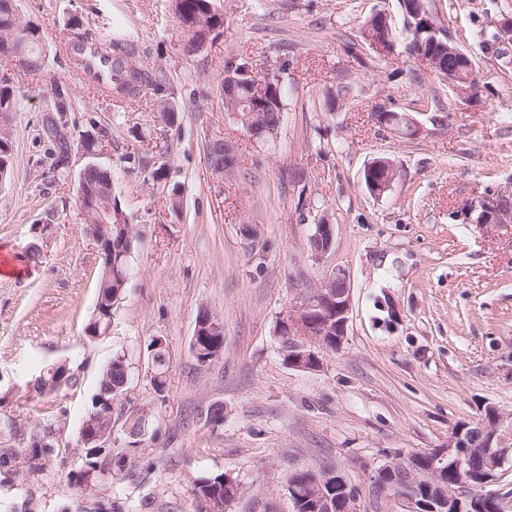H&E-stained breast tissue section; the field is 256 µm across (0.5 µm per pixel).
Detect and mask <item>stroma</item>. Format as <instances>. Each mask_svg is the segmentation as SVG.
<instances>
[{"mask_svg": "<svg viewBox=\"0 0 512 512\" xmlns=\"http://www.w3.org/2000/svg\"><path fill=\"white\" fill-rule=\"evenodd\" d=\"M224 17L203 49L184 54L170 0H17L42 28L40 80L0 61L27 100L0 119L11 131V173L0 182V419L31 429L53 423L54 464L28 486L0 468V512H83L71 486L77 438L99 374L125 352L130 386L112 413V446L127 448L126 418L154 407L133 457L101 492L104 512H201L200 478L230 473L243 492L228 512H295L289 473L332 465L358 494L359 512H405L374 500L383 465L445 447L460 422L485 406L512 413V224H481L478 205L512 190V64L483 52L478 30L512 17V0H430L439 26L475 62L474 86L451 89L397 37L380 55L362 44L363 22L382 11L402 27L398 0H213ZM136 45L163 68L180 103L176 124L147 89L125 105L82 85L66 52L71 17ZM255 75L279 73L286 112L273 139L251 140L224 112L227 60ZM75 103L69 126L96 119L109 132L100 163L112 194L142 230L124 298L106 333L90 338L101 260L85 232L76 183L86 159L72 152L55 171L41 119L53 84ZM411 112L417 139L378 122L379 108ZM224 138L241 161L237 179L210 169L208 140ZM164 150L171 211L135 160ZM394 159L396 179L371 196L364 167ZM331 221L329 251L312 254L316 224ZM350 278L351 310L338 351L314 370L289 366L276 328L300 291L332 269ZM223 325L224 355L199 363L191 349L201 310ZM166 345L163 392L146 350ZM67 364L79 383L36 396L44 367ZM224 407L223 422L210 418Z\"/></svg>", "mask_w": 512, "mask_h": 512, "instance_id": "1", "label": "stroma"}]
</instances>
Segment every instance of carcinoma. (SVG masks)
<instances>
[{
  "label": "carcinoma",
  "instance_id": "obj_1",
  "mask_svg": "<svg viewBox=\"0 0 512 512\" xmlns=\"http://www.w3.org/2000/svg\"><path fill=\"white\" fill-rule=\"evenodd\" d=\"M175 4L174 14L183 34L182 50L187 54H195L203 48V30L211 31L224 23V19L214 12L212 0H171ZM8 41L27 63L26 73L36 76L44 71L46 53L41 44L40 26L33 21L23 18L17 12L16 0H0V42ZM94 57L103 63L112 83V94L117 99H131L139 96L146 88L156 93L163 92L167 75L161 68L149 70L138 58L134 44L123 40L105 39L94 50ZM236 79L232 97L224 101V111L237 115L236 123L259 118L260 113L269 112L274 108L277 112H285V89L278 73L271 72L260 78L248 74V65L244 61H230L225 64L224 78L221 85H226L230 79ZM156 111L162 119L171 124L177 112V102L171 98H158L155 103ZM23 109V96L14 92L9 86L0 85V117L9 112H19ZM62 111H73L70 101H65ZM60 111V112H62ZM60 112L54 111L47 115L43 131L47 138L53 140L54 167L64 169L68 165L70 145L63 131L65 126L59 125ZM109 184V176L100 173L84 185H77V193L83 200L101 193L104 186ZM112 237L119 241L125 240L124 250L112 256V277L100 276L95 304L96 320L88 326L92 330L109 321L112 311L124 299L127 288L128 265L133 244L137 238V225H132L129 231H120L112 227ZM198 323L203 325L196 343L199 344L197 360L202 364H210L224 354V337L218 328L220 322L216 315L205 310L200 313ZM154 342H149L155 372L153 387L155 392L164 390L165 349H153ZM59 371L47 369L35 380L34 391L42 396L55 393L63 387H73L77 384L75 373H67L64 384H59ZM130 380L129 364L126 355L117 353L112 362L102 370L98 381V393L92 403V409L87 413L83 425L87 429L108 430L112 428V406L120 404L128 388ZM152 417V408L144 406L132 412L127 417L128 432L131 435H141L147 421ZM57 454V442L51 428H34L27 434V447L0 448V465H11L15 480L23 485L28 479L44 471ZM81 465L70 474V481L78 488L84 483L107 484L112 479V469L123 470L130 455L115 458L106 454H98L94 449L81 448ZM482 461L475 459L471 462V472L448 471V485L461 488V484L474 482ZM331 470L323 466L316 470L292 473L287 476V483L311 484L315 478L323 477L324 472ZM196 495L212 506V512H226L228 505L237 501L242 494V484L238 477L231 473H221L204 478L196 484Z\"/></svg>",
  "mask_w": 512,
  "mask_h": 512
}]
</instances>
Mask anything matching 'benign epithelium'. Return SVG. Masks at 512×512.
Returning <instances> with one entry per match:
<instances>
[{"label": "benign epithelium", "mask_w": 512, "mask_h": 512, "mask_svg": "<svg viewBox=\"0 0 512 512\" xmlns=\"http://www.w3.org/2000/svg\"><path fill=\"white\" fill-rule=\"evenodd\" d=\"M282 121L283 118L276 115L268 123H248L245 130L252 139H261L273 134ZM383 165L389 171L386 181L379 186L369 182L370 191L375 197L391 188L395 173L394 162L380 158L366 166V173L370 174ZM480 208L482 224L512 223V207L504 206L494 198L482 203ZM93 211L95 224L91 225L89 235L100 257L105 260V275L109 276L112 274V250L118 246L112 240V224L121 225L123 220L121 215L112 212V206L107 203L93 206ZM316 288L314 297L306 292L300 293L286 322L288 350L291 352L289 362L298 369H307L310 363L319 362L318 350L340 348L346 336L351 310L348 274L343 269H335ZM81 442L104 450L112 447V434L101 430L85 432ZM473 452L487 459V466L479 475V485L485 487L498 479L505 467L512 463V414L490 406L478 422L459 423L448 435L446 447L426 453L429 464L424 468H417L410 461L384 466L379 469L383 473L381 490L389 498L404 501L407 504L406 512H423V491L435 503L432 512H447L451 505L455 512H464L466 508L470 512H482L485 506L483 496H476L469 491L454 493L448 489V481L445 479L448 470L460 471L467 468L468 458Z\"/></svg>", "instance_id": "1"}]
</instances>
